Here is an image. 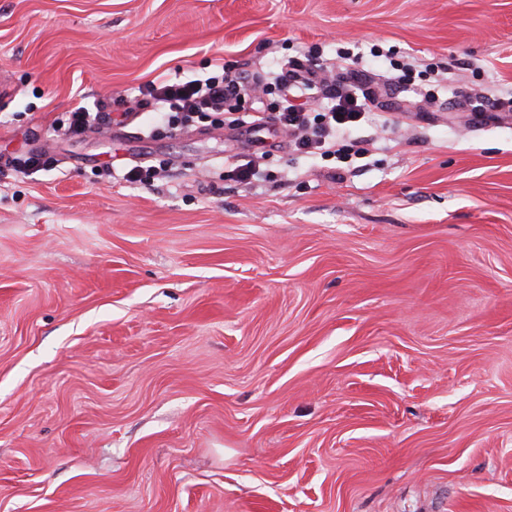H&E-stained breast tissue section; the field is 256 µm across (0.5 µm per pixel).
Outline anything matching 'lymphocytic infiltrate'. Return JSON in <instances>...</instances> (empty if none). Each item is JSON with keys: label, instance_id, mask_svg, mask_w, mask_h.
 Wrapping results in <instances>:
<instances>
[{"label": "lymphocytic infiltrate", "instance_id": "obj_1", "mask_svg": "<svg viewBox=\"0 0 512 512\" xmlns=\"http://www.w3.org/2000/svg\"><path fill=\"white\" fill-rule=\"evenodd\" d=\"M242 74L224 70L203 78L169 81L163 78L139 86V105L151 109L156 121L168 128L192 120L212 118L214 125H236L244 106ZM263 94L273 96L267 118L288 131L292 145L305 154L343 157V137L369 109V97L355 85L336 84L318 67L304 73L283 71L262 83Z\"/></svg>", "mask_w": 512, "mask_h": 512}]
</instances>
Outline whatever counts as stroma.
Listing matches in <instances>:
<instances>
[{
  "label": "stroma",
  "mask_w": 512,
  "mask_h": 512,
  "mask_svg": "<svg viewBox=\"0 0 512 512\" xmlns=\"http://www.w3.org/2000/svg\"><path fill=\"white\" fill-rule=\"evenodd\" d=\"M342 48L374 90L413 67L344 164L117 101ZM481 95L512 98V0H0V512H512V117Z\"/></svg>",
  "instance_id": "1"
}]
</instances>
